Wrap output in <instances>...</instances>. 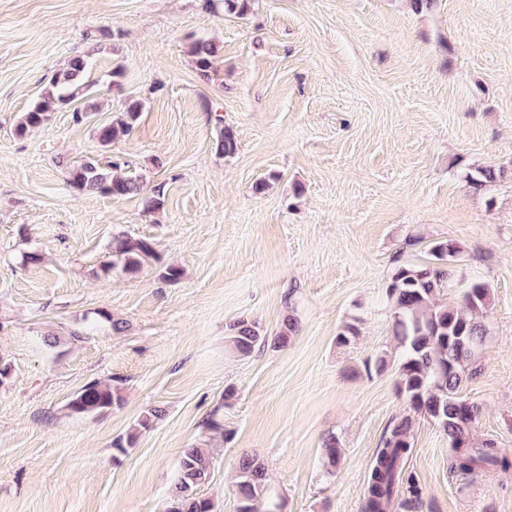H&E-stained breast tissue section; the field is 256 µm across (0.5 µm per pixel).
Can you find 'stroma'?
<instances>
[{
	"mask_svg": "<svg viewBox=\"0 0 512 512\" xmlns=\"http://www.w3.org/2000/svg\"><path fill=\"white\" fill-rule=\"evenodd\" d=\"M205 4L0 0V512H166L192 446L213 457L199 493L214 512H237L246 455L283 512H362L375 450L405 416L417 490L391 512H512V469L457 474L447 436L399 394L386 300L395 265L435 241L462 247L438 299L458 305L482 282L491 306L461 393L481 408L475 440L512 449V180L465 182L512 171V0H259L242 18ZM203 36L223 47L206 81L184 48ZM95 45L93 122L63 110L14 136L47 78ZM128 98L141 119L105 153L140 196L74 191L57 159L103 153L92 125ZM214 109L234 157L213 148ZM158 188L162 210L145 212ZM120 232L153 239L159 261L110 271ZM290 317L287 347L228 345L237 320L271 337ZM349 323L357 336L337 345ZM93 379L122 381V404L69 414ZM156 406L163 420L117 453ZM504 170L497 169L494 166L480 167L475 173H469L465 176V181L470 189L474 192L482 190L488 183L495 182L503 177ZM164 414L161 407L149 409L124 437H120L114 442V447L122 453H127L128 449L135 448L142 432L150 429L155 422L162 419Z\"/></svg>",
	"mask_w": 512,
	"mask_h": 512,
	"instance_id": "stroma-1",
	"label": "stroma"
}]
</instances>
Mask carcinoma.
I'll use <instances>...</instances> for the list:
<instances>
[{"instance_id":"obj_1","label":"carcinoma","mask_w":512,"mask_h":512,"mask_svg":"<svg viewBox=\"0 0 512 512\" xmlns=\"http://www.w3.org/2000/svg\"><path fill=\"white\" fill-rule=\"evenodd\" d=\"M257 0H208L207 8L243 17ZM221 47L212 40L198 39L187 45V55L203 80L210 79L214 60ZM92 53L73 56L56 70L44 85L38 100L18 119L14 134L24 137L40 126L49 113L73 110L76 120H87L101 111L96 101L93 82L89 79ZM144 103L125 100L111 121L93 126L99 146L108 149L115 141L135 129ZM216 154L232 157L238 151L233 130L224 126V117L214 115ZM67 184L79 192L107 194L115 198L135 196L141 192L138 179L118 172L112 161L87 157L62 164ZM504 170L480 167L465 176L470 189L477 192L503 177ZM158 258L155 244L143 237L119 233L112 238V269L126 274L138 272L142 266ZM462 259V249L453 240L427 246L425 257L398 265L387 286L392 332L399 348L400 390L414 411L437 423L448 436L452 468L465 475L487 473L512 467V455L491 440L475 443L474 427L480 407L460 398V387L477 373L475 354L485 336L481 317L490 306V291L483 283H473L462 296L461 304L448 307L437 302L440 290L449 277L450 265ZM296 322L284 321L273 343L285 347L296 332ZM268 341L256 324L239 320L231 328L229 342L241 355L250 354ZM120 384L89 381L70 397L67 407L78 416H91L108 411L122 403ZM160 407L149 409L114 447L126 453L135 448L142 432L162 419ZM412 420L403 417L393 421L385 433L368 477L364 512H387L399 492L404 461L411 449ZM212 458L204 448L185 450L172 490L171 505L166 512H213L212 502L198 489L209 478ZM238 512H282L279 502L266 482L265 467L255 458L242 460L236 475Z\"/></svg>"}]
</instances>
